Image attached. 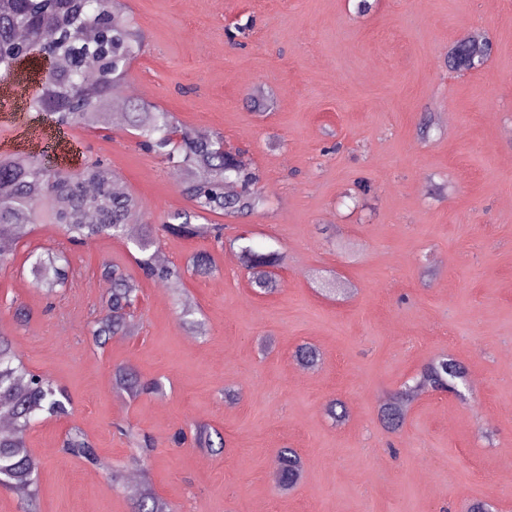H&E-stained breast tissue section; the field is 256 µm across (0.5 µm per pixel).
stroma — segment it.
I'll return each mask as SVG.
<instances>
[{
    "label": "stroma",
    "mask_w": 512,
    "mask_h": 512,
    "mask_svg": "<svg viewBox=\"0 0 512 512\" xmlns=\"http://www.w3.org/2000/svg\"><path fill=\"white\" fill-rule=\"evenodd\" d=\"M122 2L144 34L125 78L135 101L222 134L257 168L264 208L220 222L281 255L278 287L256 294L237 250L161 229L189 202L123 120L59 130L30 108L0 111V153L70 170L106 160L141 199L164 265L186 270L199 252L215 265L186 270L176 294L144 276L132 237L70 247L55 225L33 226L0 274V306L29 317L0 328L72 402L27 432L39 512H135L123 426L153 440L143 468L174 512H467L476 499L512 512V0ZM476 34L492 57L449 69V48ZM62 246L71 271L48 298L28 254ZM105 264L139 292L127 335L100 350L89 330L111 289ZM303 343L320 359L302 377ZM441 352L464 364L472 398L422 394L388 433L383 395ZM119 366L162 393L117 390ZM336 398L340 424L326 412ZM197 425L222 434V454L172 444ZM75 426L96 464L63 454ZM281 448L304 461L287 492L273 480Z\"/></svg>",
    "instance_id": "stroma-1"
}]
</instances>
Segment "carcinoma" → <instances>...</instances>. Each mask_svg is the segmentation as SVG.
Instances as JSON below:
<instances>
[{
    "label": "carcinoma",
    "mask_w": 512,
    "mask_h": 512,
    "mask_svg": "<svg viewBox=\"0 0 512 512\" xmlns=\"http://www.w3.org/2000/svg\"><path fill=\"white\" fill-rule=\"evenodd\" d=\"M92 24L106 28L111 48L95 59L101 79L91 86L83 77L86 55L80 42L70 41L58 49L65 56L48 72L32 108L60 128L97 130L102 128L115 82L124 79L129 64L139 51L143 35L127 16L119 0H0V74L8 76L17 64V55L44 52L59 33L54 26L79 36L80 28ZM27 33L25 47L17 45L16 31ZM492 44L480 36L457 42L450 56L456 67L476 68L491 55ZM126 127L139 139V145L178 170L182 191L191 209L171 216L173 222L165 230L184 238L212 237L235 247L237 239L223 238V225L198 224L209 216H247L261 204L254 186L257 173L246 164L241 153L224 151V138L194 135L179 127L168 112L151 105H135L126 115ZM117 175L111 165L101 159L86 163L80 170L49 169L31 154L0 155V271L11 264L18 245L33 224H54L64 231L68 243L86 244L104 237H123L128 226L142 224L143 206L130 191L114 190ZM236 190L229 192L227 186ZM54 198L64 200L61 207L52 206ZM43 202L47 212L38 210ZM137 248L146 254L140 259L143 271L172 288L181 284V272L155 262L150 253L154 241L152 226L143 224L135 239ZM240 256L250 274L255 292L271 293L276 289L279 258L274 253H261L249 245L239 246ZM30 273L36 287L51 292L68 279L69 261L64 250L31 255ZM101 276L112 284L105 311L94 322L91 335L102 347L115 336L128 331L129 310L138 298L136 282L114 265H104ZM295 358L305 366H313L319 352L310 345H300ZM115 387L133 396L148 390H159L160 384L141 383L137 374L125 367L114 373ZM445 392L466 399L470 387L466 370L455 357L441 354L427 362L420 372L404 383L381 405L380 420L392 433L399 431L416 397L426 391ZM70 398L55 383L30 371L20 360L8 335L0 329V415L13 423V429L0 433V488L20 493L26 502L24 512H38V461L27 446L26 434L31 423L47 415L61 418L71 415ZM64 453L94 463L96 448L79 429L68 432ZM275 482L282 491L294 488L300 481L303 462L294 448H280L276 455ZM137 512H171L170 505L146 483L139 492Z\"/></svg>",
    "instance_id": "cac0c4a2"
}]
</instances>
